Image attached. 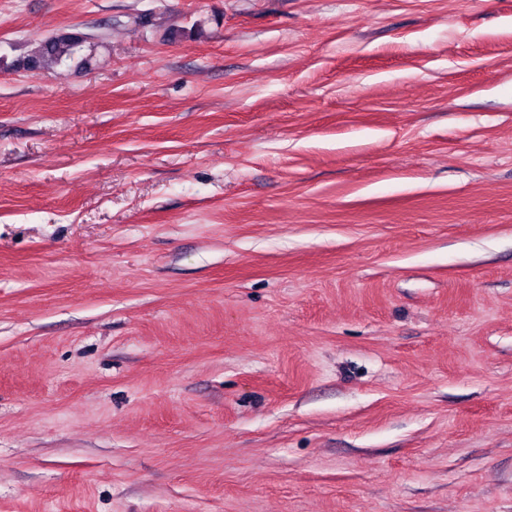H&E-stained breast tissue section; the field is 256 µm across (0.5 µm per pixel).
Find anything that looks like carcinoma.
Wrapping results in <instances>:
<instances>
[{
    "label": "carcinoma",
    "instance_id": "obj_1",
    "mask_svg": "<svg viewBox=\"0 0 512 512\" xmlns=\"http://www.w3.org/2000/svg\"><path fill=\"white\" fill-rule=\"evenodd\" d=\"M95 58L94 46L78 33H60L40 41L27 56L16 61V66L30 72L57 70L71 65L89 69Z\"/></svg>",
    "mask_w": 512,
    "mask_h": 512
}]
</instances>
